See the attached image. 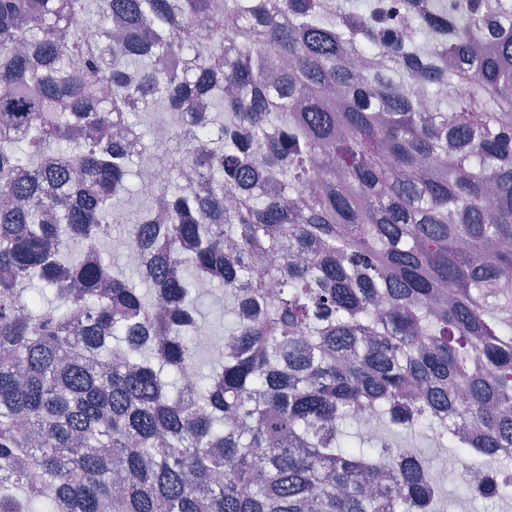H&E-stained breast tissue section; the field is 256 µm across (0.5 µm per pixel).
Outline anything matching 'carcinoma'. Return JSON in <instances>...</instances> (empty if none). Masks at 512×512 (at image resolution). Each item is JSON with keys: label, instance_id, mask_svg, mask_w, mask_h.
<instances>
[{"label": "carcinoma", "instance_id": "carcinoma-1", "mask_svg": "<svg viewBox=\"0 0 512 512\" xmlns=\"http://www.w3.org/2000/svg\"><path fill=\"white\" fill-rule=\"evenodd\" d=\"M89 14L0 0V512H449L400 432L511 506L512 0ZM161 106L145 267L90 262ZM172 129L170 118L166 115H155L147 120V125L142 126L143 143L152 145L155 141L169 135ZM200 309L203 325L211 336H219L224 326V288L216 290L215 296L206 299Z\"/></svg>", "mask_w": 512, "mask_h": 512}]
</instances>
